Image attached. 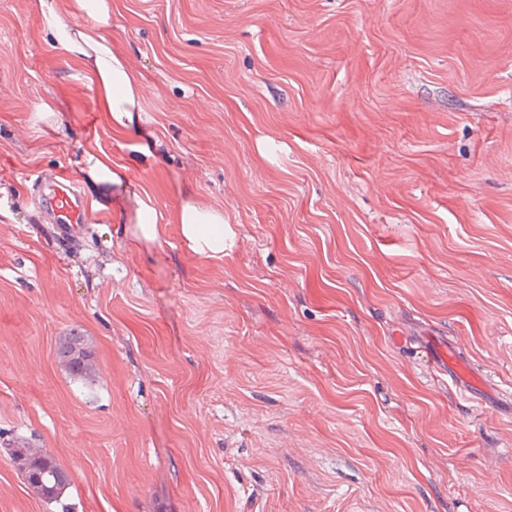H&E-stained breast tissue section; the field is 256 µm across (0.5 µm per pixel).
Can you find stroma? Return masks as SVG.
Instances as JSON below:
<instances>
[{
	"label": "stroma",
	"instance_id": "35a3bbf8",
	"mask_svg": "<svg viewBox=\"0 0 512 512\" xmlns=\"http://www.w3.org/2000/svg\"><path fill=\"white\" fill-rule=\"evenodd\" d=\"M34 3L0 0V512H512V0H112L131 133ZM146 194L223 209V259L141 238ZM451 343L485 402L428 365ZM99 153H86V169L89 177L100 184L120 183L117 172L112 167L111 157L101 151ZM41 213L52 217L53 224L69 225L70 227L92 222L85 209L83 198L77 191L72 180L62 177L53 179L38 198ZM83 344L82 336L78 333H73L68 336L66 340L61 343L57 349V356L59 360L66 366L69 372L75 376L81 375L84 371L91 370L92 367V354L89 352L84 357L83 361L76 363L72 360L73 349ZM24 457L28 464L34 469L49 467V472L43 480H34L30 476L25 479V484L37 496L48 501H58L64 490L70 485L69 474L61 468L50 455L41 453L32 448L25 441H17L10 449L12 457Z\"/></svg>",
	"mask_w": 512,
	"mask_h": 512
}]
</instances>
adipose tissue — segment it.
<instances>
[{
    "mask_svg": "<svg viewBox=\"0 0 512 512\" xmlns=\"http://www.w3.org/2000/svg\"><path fill=\"white\" fill-rule=\"evenodd\" d=\"M40 24L53 48L77 64L87 87L96 94L105 127L128 132L141 119L142 88L125 57L112 48L107 35L112 6L109 0H67L65 9L51 0H36ZM193 254L207 259L224 256V212L196 201H184L170 215Z\"/></svg>",
    "mask_w": 512,
    "mask_h": 512,
    "instance_id": "ef3b65f1",
    "label": "adipose tissue"
}]
</instances>
